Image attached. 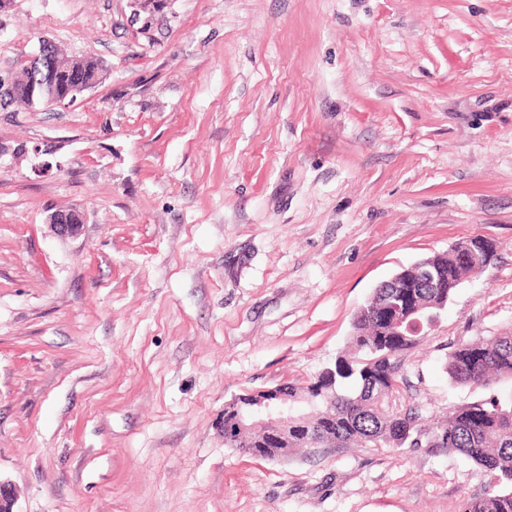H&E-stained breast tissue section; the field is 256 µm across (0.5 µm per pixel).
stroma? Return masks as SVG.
I'll use <instances>...</instances> for the list:
<instances>
[{
  "instance_id": "stroma-1",
  "label": "stroma",
  "mask_w": 512,
  "mask_h": 512,
  "mask_svg": "<svg viewBox=\"0 0 512 512\" xmlns=\"http://www.w3.org/2000/svg\"><path fill=\"white\" fill-rule=\"evenodd\" d=\"M43 38L103 71L0 110L15 512H461L492 490L427 446L255 459L224 405L305 384L380 282L475 236L497 256L401 355L396 402L431 423L512 392L445 371L512 331V0H6L0 71Z\"/></svg>"
}]
</instances>
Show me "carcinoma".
I'll use <instances>...</instances> for the list:
<instances>
[{"mask_svg": "<svg viewBox=\"0 0 512 512\" xmlns=\"http://www.w3.org/2000/svg\"><path fill=\"white\" fill-rule=\"evenodd\" d=\"M65 58L59 51L42 57L30 69L6 73L22 86L31 78L55 76V59ZM467 242L461 241L444 253L428 257L454 287L442 293L418 274V264L405 268L413 277V291L419 301L416 314L422 328L439 317L455 288L472 276L463 265ZM406 289L391 282L374 289L371 299L359 307L353 318L350 343L366 353L362 361L336 358L304 386L289 384L278 388L288 396V449L345 446L351 442L383 447L414 448L421 444L460 454L489 470L502 488L480 497L467 499L461 512H512V398L475 401L448 410V417L434 427H425L424 418L411 409L402 410L394 394L400 382L398 357L414 347L422 334L406 330L396 323L392 309L403 299ZM448 376L455 382L488 386L496 381L512 380V334L480 337L460 343L448 354ZM254 424L246 437L238 440L239 424ZM224 434L227 448L256 449L269 457L278 447L269 435L261 408L244 401L231 400L224 406Z\"/></svg>", "mask_w": 512, "mask_h": 512, "instance_id": "obj_1", "label": "carcinoma"}]
</instances>
